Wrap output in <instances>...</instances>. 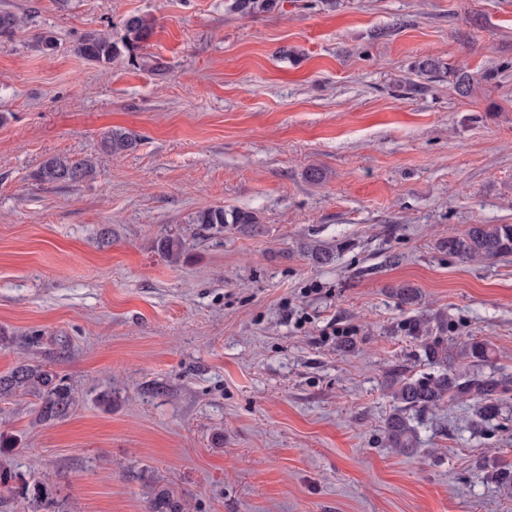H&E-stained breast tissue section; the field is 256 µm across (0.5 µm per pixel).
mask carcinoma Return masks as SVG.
Wrapping results in <instances>:
<instances>
[{
	"label": "carcinoma",
	"mask_w": 512,
	"mask_h": 512,
	"mask_svg": "<svg viewBox=\"0 0 512 512\" xmlns=\"http://www.w3.org/2000/svg\"><path fill=\"white\" fill-rule=\"evenodd\" d=\"M228 9L244 17L268 13L276 9L278 0H227ZM24 23V18L0 10V43L9 40ZM123 37L119 41L105 33L90 32L76 44V52L96 64L105 65L126 52L134 55L154 32V21L146 15L133 14L122 21ZM137 145L136 137L120 130H113L101 139V149L110 155H119ZM94 163L89 159L73 160L55 155L45 159L34 172V179L42 185L79 183L94 178ZM191 223L204 230L224 231L232 224L240 230L257 234L261 221L254 211L210 207L195 213ZM448 255L462 262H486L512 256V224H470L461 233L441 242ZM157 250L171 263H178L186 256V245L179 237L163 235L157 240ZM305 256L315 265H326L336 257V250L322 244H308ZM432 318L417 315L406 324L407 331L421 339L419 358L433 368L423 375H405L392 369L387 375V386L395 403L383 425L387 447L406 454L416 443V430L412 416L436 409L446 403L468 402L472 407L471 426L478 430L495 419L501 412L506 394L512 392V380L492 370L484 371L491 363L493 348L485 340L466 338L459 351L463 364L452 365L448 347L432 335ZM16 394H33L39 400L38 420L52 423L65 418L75 405L71 386L59 373L42 365L20 363L11 370L0 373V398ZM18 479V486L11 485ZM0 485L27 502L28 512H45L54 504L51 488L45 480L32 483L7 471L0 473Z\"/></svg>",
	"instance_id": "1"
}]
</instances>
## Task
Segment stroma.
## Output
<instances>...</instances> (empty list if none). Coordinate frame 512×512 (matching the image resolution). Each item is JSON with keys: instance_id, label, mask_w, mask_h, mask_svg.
<instances>
[{"instance_id": "stroma-1", "label": "stroma", "mask_w": 512, "mask_h": 512, "mask_svg": "<svg viewBox=\"0 0 512 512\" xmlns=\"http://www.w3.org/2000/svg\"><path fill=\"white\" fill-rule=\"evenodd\" d=\"M0 9L25 19L0 46V373L51 367L76 399L49 424L36 397L0 398L18 442L0 469L48 480L58 512H152L161 494L184 512H512L495 479L512 466V400L480 431L462 402L422 414L407 456L381 434L386 371L428 370L413 316L437 317L449 344L490 342L512 375V257L439 246L512 224V0ZM137 13L155 21L140 53L164 71L74 53ZM426 56L439 77L416 75ZM113 129L136 148L101 152ZM54 155L92 160L94 180L37 184ZM217 205L256 212L262 233L197 230ZM163 234L185 260L157 251ZM314 241L346 247L317 266L300 249ZM228 9L244 17L268 13L276 9L278 0H227ZM157 250L172 263L180 262L187 255L184 241L171 235L160 236L157 240Z\"/></svg>"}]
</instances>
